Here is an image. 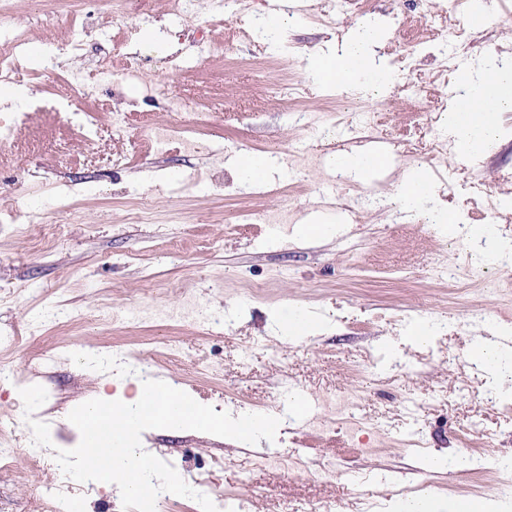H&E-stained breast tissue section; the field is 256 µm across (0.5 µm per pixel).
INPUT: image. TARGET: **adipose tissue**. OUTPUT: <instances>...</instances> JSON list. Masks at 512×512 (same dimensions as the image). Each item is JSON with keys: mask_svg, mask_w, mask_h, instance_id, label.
<instances>
[{"mask_svg": "<svg viewBox=\"0 0 512 512\" xmlns=\"http://www.w3.org/2000/svg\"><path fill=\"white\" fill-rule=\"evenodd\" d=\"M377 34L371 26H364L346 37L340 45L320 51L309 60L311 74L320 82L337 83L359 91L385 90L395 80L393 70L384 68L378 60ZM503 70L496 64H489L476 75L461 79L459 93L455 95L448 112V135L459 149L473 147L483 151L491 150L499 142L494 119L480 118L484 107L483 91L497 89L495 100L497 110L512 108V84L501 86ZM477 112V120L469 125L461 121L462 109ZM398 198L402 207L409 212H423L428 223L452 229L459 219L438 200L425 176H417L400 185Z\"/></svg>", "mask_w": 512, "mask_h": 512, "instance_id": "ef3b65f1", "label": "adipose tissue"}]
</instances>
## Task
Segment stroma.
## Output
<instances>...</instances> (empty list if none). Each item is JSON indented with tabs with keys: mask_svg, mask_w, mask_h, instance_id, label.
Instances as JSON below:
<instances>
[{
	"mask_svg": "<svg viewBox=\"0 0 512 512\" xmlns=\"http://www.w3.org/2000/svg\"><path fill=\"white\" fill-rule=\"evenodd\" d=\"M282 0H231V21L194 34L192 17L171 19L166 0H80L78 8L100 43L125 41L138 71L124 103L130 129L113 138L100 114L102 141L89 149L81 131L45 111L34 114L15 142L0 151V177L23 178L30 162L49 173L96 170L97 188L74 186L44 213L63 234L51 254L32 251L11 225L0 224V441H11L17 467L0 472V512H28L30 501L56 474L26 463V437L11 429L25 415L21 388L40 385L46 403L62 405L51 433L54 447L71 449L79 433L67 411L101 395L131 396L140 363L179 379L197 402L238 416L284 418L274 441L234 445L203 432L153 429L146 450L172 454L176 470L198 473L196 491L223 495L225 512H284L285 507L329 505L337 512H389L409 491L443 500L483 498L498 488L497 473L512 459V396L490 402V377L472 359L477 337H512V288L485 282L467 298H453L436 266L457 264L458 247L433 225L405 219L397 188L425 173L441 200L465 216L472 181L512 199V110L500 113L501 145L477 165H460L457 151L442 154L444 124L427 115L447 106L457 82L442 75V55H463L467 71L491 57L512 54V0H293V22L278 43L254 35L258 18L277 17ZM487 12L470 28L467 11ZM35 21L30 0H16L0 26L26 27L35 45L64 44L65 12ZM419 24L437 48L415 67L399 63L410 47L401 23ZM379 24V50L398 79L386 93L366 97L307 73L310 56L364 24ZM301 85L306 94L285 109L275 86ZM166 94L197 100L213 113L200 132L219 149L188 157L180 142L156 154L142 124L173 122ZM383 114L384 125L362 147L390 156L386 173L337 183L338 157L348 145L349 119ZM319 154L321 164L298 170L272 167L256 187L240 186L239 154ZM130 166L113 169L112 153ZM153 197L152 224L128 220L125 200ZM376 197L350 213L345 197ZM293 210L285 224H237L242 209ZM306 224H329L334 234L302 236ZM265 284L253 298L251 285ZM208 299L224 317L208 334L195 321ZM485 310L468 321L470 307ZM75 321L55 322L56 309ZM312 316L320 333L288 336L290 314ZM429 332L412 343L417 325ZM47 354L39 365L37 354ZM123 362H115V355ZM319 399L302 415L288 414L289 385ZM436 455L465 456L470 466L438 469Z\"/></svg>",
	"mask_w": 512,
	"mask_h": 512,
	"instance_id": "obj_1",
	"label": "stroma"
}]
</instances>
